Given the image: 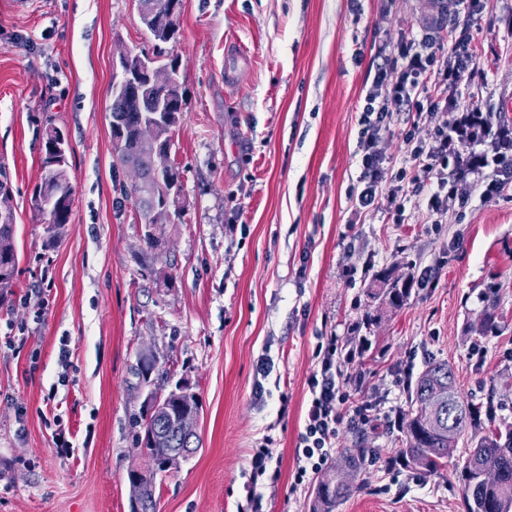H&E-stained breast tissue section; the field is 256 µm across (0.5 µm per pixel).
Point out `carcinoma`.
Listing matches in <instances>:
<instances>
[{
  "label": "carcinoma",
  "mask_w": 512,
  "mask_h": 512,
  "mask_svg": "<svg viewBox=\"0 0 512 512\" xmlns=\"http://www.w3.org/2000/svg\"><path fill=\"white\" fill-rule=\"evenodd\" d=\"M172 18L152 19L145 27L159 45L176 46L179 42V22L182 0ZM143 93L114 92L111 105L112 145L118 162L134 170L136 176L147 175L153 166L155 151L171 147L170 133L181 123L185 100L178 94V105L161 100L163 87L157 85L151 75H142ZM60 127L50 122L44 133V152L41 168L54 166L53 174L41 178L34 189L31 204L34 212L48 225V244L61 239L70 222L73 207V188L67 175L68 159H54L49 153V144ZM5 168H0V302L15 287L18 273V255L15 245V224L12 210L7 206L10 194ZM172 179L176 189L163 192L148 199L144 241L151 249L159 246V225L180 216L179 200L182 193L180 172L172 168ZM386 288L378 293L383 301L393 308L402 307L407 301L413 275L390 279L378 275ZM484 303L480 323L469 327L479 336L499 333L503 328L499 313V288L496 283L485 285L480 294ZM139 430L136 441L146 448L147 468L141 476V512H156V476L170 471L162 467L168 460L170 449L185 446L181 435L173 426L165 429L163 438L149 445L145 439L156 428V422L144 415L136 421ZM481 426L476 408L464 402L456 388L453 369L446 362L429 361L418 374L410 389V406L401 429L404 435L400 457L409 467L432 473L441 469L453 454L461 440H466L465 458L469 464L462 468V498L466 512H512V425L475 432ZM374 448H348L336 464L334 474L323 479L316 487L311 512H335L337 503L351 488L342 479L344 472H357L373 460ZM494 457L502 466V477L497 484H487L480 479L478 465L482 458Z\"/></svg>",
  "instance_id": "cac0c4a2"
}]
</instances>
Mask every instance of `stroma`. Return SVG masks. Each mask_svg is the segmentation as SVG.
Here are the masks:
<instances>
[{
	"mask_svg": "<svg viewBox=\"0 0 512 512\" xmlns=\"http://www.w3.org/2000/svg\"><path fill=\"white\" fill-rule=\"evenodd\" d=\"M0 0V162L11 183L17 286L0 304V512H130L128 471L144 458L137 363L151 356L162 389L187 382L201 402L199 447L156 479L157 512H310L319 477L296 482V446L320 337L364 347L348 375L350 405H397L426 361L453 366L483 426L512 422V186L435 227L407 202L357 216L358 119L375 47L437 32L436 0H182L184 119L170 159L184 209L147 247L135 175L117 165L110 129L118 50L152 51L134 0ZM473 70L458 106L512 102V0L460 16ZM70 143L71 220L55 246L30 197L43 131ZM375 272L434 267L406 304L377 299ZM500 288L505 327L472 343L480 294ZM40 289L41 314L25 303ZM69 361L60 364L61 347ZM274 368L258 380L257 360ZM71 446L57 448V433ZM271 438L266 472L251 457ZM377 449L336 512H464L461 455L437 473L398 465L400 432L341 426L336 448Z\"/></svg>",
	"mask_w": 512,
	"mask_h": 512,
	"instance_id": "stroma-1",
	"label": "stroma"
}]
</instances>
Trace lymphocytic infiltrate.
Segmentation results:
<instances>
[{
  "mask_svg": "<svg viewBox=\"0 0 512 512\" xmlns=\"http://www.w3.org/2000/svg\"><path fill=\"white\" fill-rule=\"evenodd\" d=\"M479 3L449 0L447 40L423 33L377 46L375 74L358 120L361 172L349 193L356 211H378L385 200L396 215H403L400 195L410 179L418 185V206L441 221L464 206L475 190L488 196L512 183V167L488 161L489 156L499 158L512 151V126L477 105L434 126L423 138L417 135L418 122L412 121L405 136L408 150L396 171H389L390 159L384 150L385 136L395 122L426 107L435 112L453 103L474 58L469 50L471 39L459 31L456 19L463 13H476ZM465 142L471 146L466 155L460 150ZM315 353L318 367L307 379L310 398L296 448L295 477L299 480L328 462L344 420L356 426L373 421L365 405L357 406L349 418L342 411L348 400L342 366L354 361L356 348H343L332 336L318 343Z\"/></svg>",
  "mask_w": 512,
  "mask_h": 512,
  "instance_id": "1",
  "label": "lymphocytic infiltrate"
}]
</instances>
